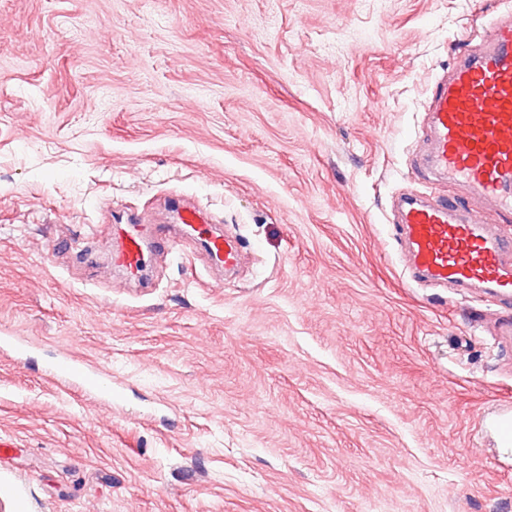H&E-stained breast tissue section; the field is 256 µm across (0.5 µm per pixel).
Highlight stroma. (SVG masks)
I'll use <instances>...</instances> for the list:
<instances>
[{"mask_svg":"<svg viewBox=\"0 0 512 512\" xmlns=\"http://www.w3.org/2000/svg\"><path fill=\"white\" fill-rule=\"evenodd\" d=\"M512 0H0V512H512L505 308L408 279L428 94ZM173 200L150 287L51 255ZM72 354L121 383L61 389Z\"/></svg>","mask_w":512,"mask_h":512,"instance_id":"1","label":"stroma"}]
</instances>
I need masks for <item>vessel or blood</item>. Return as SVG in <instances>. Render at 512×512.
Instances as JSON below:
<instances>
[{
  "mask_svg": "<svg viewBox=\"0 0 512 512\" xmlns=\"http://www.w3.org/2000/svg\"><path fill=\"white\" fill-rule=\"evenodd\" d=\"M429 175L471 189L476 202L460 209L443 195L399 203L398 226L414 276L436 284L478 288L512 304V236L486 224L483 205L512 214V14L497 19L483 43L458 58L431 89ZM174 225L146 226L138 219L112 227L107 263L130 281L146 277L151 255L163 252L172 228L201 242L217 267L239 261L235 243L213 231L193 207L175 206ZM56 372L78 379L90 392L111 398V371L62 355Z\"/></svg>",
  "mask_w": 512,
  "mask_h": 512,
  "instance_id": "vessel-or-blood-1",
  "label": "vessel or blood"
}]
</instances>
